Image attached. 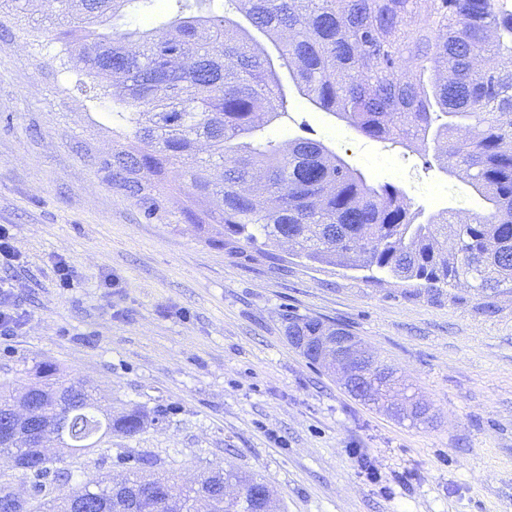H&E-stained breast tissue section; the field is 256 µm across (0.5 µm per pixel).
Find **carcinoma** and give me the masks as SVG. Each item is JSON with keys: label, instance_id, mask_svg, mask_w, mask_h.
Segmentation results:
<instances>
[{"label": "carcinoma", "instance_id": "cac0c4a2", "mask_svg": "<svg viewBox=\"0 0 512 512\" xmlns=\"http://www.w3.org/2000/svg\"><path fill=\"white\" fill-rule=\"evenodd\" d=\"M153 0H68L78 22L57 32L64 53L104 83L112 132L129 144L95 158L112 186L138 198L146 216L170 174L195 199L182 210L198 230L216 197L224 234L248 243L294 240L306 259L384 272L438 291L512 287V12L499 0H175L159 28L126 18ZM285 70L299 95L361 135L431 150L441 169L462 173L490 207L483 217L451 211L427 218L392 183L369 180L320 141L258 135L286 114ZM326 324L291 315L288 335L321 336ZM358 382H376L372 403L400 386L385 364L353 360ZM28 396L44 402L43 433L60 454L30 478L19 502L0 472V512H169V477L148 455L124 476L96 474L77 503L63 493L81 456L112 435L132 438L168 410L132 407L112 415L86 383L51 364L31 369ZM40 453L0 439V454ZM240 487L224 501V483ZM264 480L232 469L209 472L179 494L184 512H272Z\"/></svg>", "mask_w": 512, "mask_h": 512}]
</instances>
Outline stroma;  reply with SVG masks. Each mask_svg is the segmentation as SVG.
Returning a JSON list of instances; mask_svg holds the SVG:
<instances>
[{"mask_svg":"<svg viewBox=\"0 0 512 512\" xmlns=\"http://www.w3.org/2000/svg\"><path fill=\"white\" fill-rule=\"evenodd\" d=\"M56 0L0 23V225L20 259L0 267L21 325L0 335V381L39 362L111 399L168 410L163 425L116 436L74 482L149 454L176 485L218 468L258 474L277 512H512V290L432 292L307 261L184 224L187 198L160 209L112 187L96 156L120 139L94 81L62 68ZM323 142L415 208L465 218L488 205L466 178L368 139L292 96L266 127ZM77 270L62 287L59 260ZM345 328L427 401L412 425L366 405L288 340V315Z\"/></svg>","mask_w":512,"mask_h":512,"instance_id":"1","label":"stroma"}]
</instances>
